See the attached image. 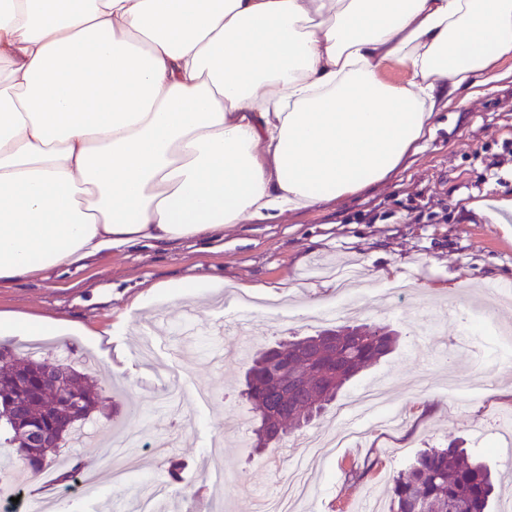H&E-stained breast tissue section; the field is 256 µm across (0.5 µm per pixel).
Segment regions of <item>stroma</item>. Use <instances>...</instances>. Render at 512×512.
Masks as SVG:
<instances>
[{
    "label": "stroma",
    "instance_id": "35a3bbf8",
    "mask_svg": "<svg viewBox=\"0 0 512 512\" xmlns=\"http://www.w3.org/2000/svg\"><path fill=\"white\" fill-rule=\"evenodd\" d=\"M484 93L443 109L433 137L385 181L345 199L288 213L274 222L244 218L220 239L133 247L93 258L75 275L21 279L0 286V310L73 321L104 335L100 349L75 336L46 341L5 338L20 352L82 370L94 364L101 404L89 424L95 438L135 431L140 464L121 485L112 465L99 464L94 496L56 483L47 469L38 483L66 512H99L129 501L145 482L163 485L162 512L190 504L226 502L228 512H258L256 492L276 495L308 436L329 438L345 428L336 409L305 432L286 438L278 452L256 451L255 415L241 396L247 364L236 358L234 307L223 292L181 298L145 309L133 302L166 281L222 280L272 286L285 280L291 294L267 308L259 295L252 350L328 328L319 311L334 292L322 281L396 269L404 291L371 298L353 291L337 324L376 323L400 334L395 351L359 372L337 397L356 399L384 384L402 408L395 431L362 417L358 436L311 458L300 512H388L387 489L420 449L456 439L496 467L491 512H512V439L495 424L512 413V362L500 359L499 333H512V304L489 285L512 287V214L499 224L477 216L473 202L512 198V55L500 59ZM444 291L424 289V282ZM478 375L479 397L449 393L448 381ZM179 461L178 478L168 473ZM371 461L360 482L348 481L352 463Z\"/></svg>",
    "mask_w": 512,
    "mask_h": 512
}]
</instances>
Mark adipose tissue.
I'll list each match as a JSON object with an SVG mask.
<instances>
[{
  "label": "adipose tissue",
  "instance_id": "ef3b65f1",
  "mask_svg": "<svg viewBox=\"0 0 512 512\" xmlns=\"http://www.w3.org/2000/svg\"><path fill=\"white\" fill-rule=\"evenodd\" d=\"M509 54L512 0H0V284L371 188Z\"/></svg>",
  "mask_w": 512,
  "mask_h": 512
}]
</instances>
